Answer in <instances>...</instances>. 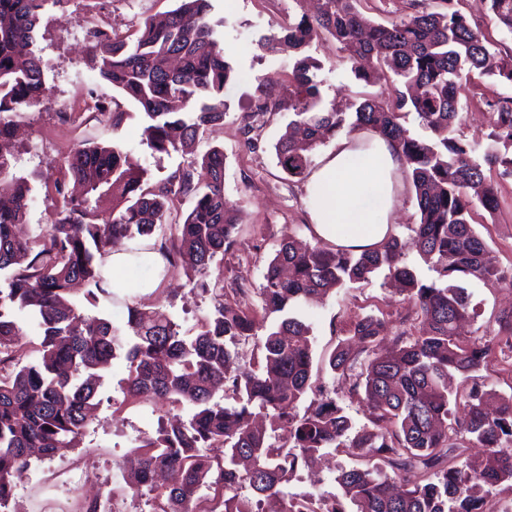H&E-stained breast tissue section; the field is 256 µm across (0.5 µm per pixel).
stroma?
<instances>
[{"instance_id": "35a3bbf8", "label": "stroma", "mask_w": 512, "mask_h": 512, "mask_svg": "<svg viewBox=\"0 0 512 512\" xmlns=\"http://www.w3.org/2000/svg\"><path fill=\"white\" fill-rule=\"evenodd\" d=\"M176 0H61L48 5L42 16L38 41L46 65L45 96L38 107L30 109L19 122L17 136L10 146L17 173L34 178V200L27 221L20 225L24 235L46 231L54 217L56 201L44 188L45 178L55 177V161L62 159L78 140L91 138L109 144L119 143L133 165L148 170L152 178L166 177L186 164L187 155L153 152L141 141L144 118L133 103L122 101L124 116L119 128L99 121L91 112L81 111L87 93L108 99L113 95L109 84L100 79L89 65L84 25L87 21L105 22L114 32L123 34L139 27L144 20L157 18L174 9ZM318 0H212L211 21H223L221 45L245 81L225 96L224 124L202 136L193 153L202 154L209 147L224 151L225 198L240 225L237 242L219 262L224 286L248 288L251 299H258L262 273L268 259L287 238L311 243L308 180L288 177L276 165L274 145L283 134L288 113L276 112L257 118L251 109V97L257 83H264L272 96L283 93L285 74L293 64V54L281 50L268 54L259 47L261 40L280 32L304 13H314ZM310 55L319 60L317 73L325 102L349 105L368 96H387L390 84L385 80L367 84L355 78L347 53L335 38L321 36L313 41ZM462 109L453 134L466 140L485 141L489 116L484 99L512 96V84L493 77L471 74L463 80ZM499 208L487 213L475 207L472 223L490 247L492 264L502 270L512 269V178L496 182ZM420 219L410 185H403L398 205L395 234L405 245L406 263L424 280L436 273L413 245L411 228ZM460 287L469 296V317L461 331L468 337H482L496 330L495 320L512 309V287L469 278ZM142 304L173 317L189 329L213 308L211 295L193 288L185 276L171 274ZM407 305L402 295L385 285L383 274L350 288H341L302 306L301 312L313 327V367L320 371L329 390L350 417L354 428L367 419L363 407L349 400L341 380L335 379L328 357L339 341L348 339L351 323L358 317L384 312L390 323H398ZM127 371L123 362H113L105 370L100 388L101 403L93 422L86 428L79 448L54 459L35 458L19 481L10 503L11 512H52L56 497L73 496L79 506L92 499L107 501L115 512H151L146 498L132 497L125 488L122 472L135 460L138 439L155 434L161 421L175 415L188 416V408L168 400L125 404L122 390ZM68 462L84 466L89 482L78 492L68 493L57 479L60 468ZM350 451L325 449L309 468L299 470L283 487L282 497L264 501V512H283L285 499L306 493L326 496L339 493L336 481L341 470L358 466Z\"/></svg>"}]
</instances>
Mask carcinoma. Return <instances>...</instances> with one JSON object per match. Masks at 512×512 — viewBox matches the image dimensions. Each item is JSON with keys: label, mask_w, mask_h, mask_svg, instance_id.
Listing matches in <instances>:
<instances>
[{"label": "carcinoma", "mask_w": 512, "mask_h": 512, "mask_svg": "<svg viewBox=\"0 0 512 512\" xmlns=\"http://www.w3.org/2000/svg\"><path fill=\"white\" fill-rule=\"evenodd\" d=\"M62 2L0 0V141L13 136L17 119L45 93L46 70L34 45L42 11ZM359 2L323 0L319 13L265 39L264 51L286 46L296 58L286 94L274 100L259 84L253 109L259 117L288 112L275 155L290 178L306 177L317 147L344 129L392 140L420 213L414 243L424 260L434 261L438 279L423 282L403 261L394 235L359 254L321 240L298 250L288 240L264 269L260 305L242 288L233 289L230 304L224 277L212 275L238 234L224 197L223 150L213 147L151 182L126 165L120 146L80 143L59 162L51 185L62 209L32 239L15 233L33 201L30 180L14 174L0 153V181L11 186L0 192V512H8L33 451L52 458L79 447L99 405L100 371L121 358L125 402L164 398L190 408L187 419L174 418L141 441L138 466L123 477L135 497L155 492V475L166 473L169 484L153 497L165 512H260L242 489L277 495L326 448H351L364 467L341 471L339 494L293 496L284 512H486L491 492H512V395L499 396L476 379L491 364L493 347L512 351V311L498 317L492 337H464L457 328L468 317V298L455 284L471 277L512 286V278L486 263L488 244L470 223L474 204L489 213L498 208L487 172L512 177V97L485 102L487 145L451 136L462 74L512 84V51L471 24L460 0H441L440 11L409 0L412 13L389 26L370 23ZM489 5L491 22L512 36V0ZM210 11L211 0H178L165 19H147L126 35L99 25L86 30L91 69L139 108L155 152L182 151L201 131L223 124L226 91L246 80L218 49ZM323 34L349 52L356 78L390 74L388 97L364 99L351 116L325 103L315 74L321 65L308 54ZM408 112L432 138L411 135L401 123ZM108 196L112 213L102 219L99 203ZM182 201L189 202L183 222L166 223L171 206ZM137 237L152 241L146 252L159 254L166 272L182 273L213 295L214 310L193 329L182 330L131 296L121 324L80 311L76 286L93 306L98 296H113L103 258L111 243ZM382 269L408 304L392 348L380 347L387 319L367 314L351 327L357 351L340 344L329 358L347 396L363 405L368 424L355 431L312 373V326L292 309ZM26 326L39 338L33 360L15 349ZM260 330L257 369L243 371L230 345ZM454 375L464 384L460 391L448 388ZM220 390L233 405L216 400ZM310 394L314 401L299 411ZM257 410L271 418L279 441L252 425ZM473 440L484 448L476 459L469 454ZM217 445L222 458L205 452ZM397 479L406 484L400 493L393 491ZM203 487L215 495H199Z\"/></svg>", "instance_id": "1"}]
</instances>
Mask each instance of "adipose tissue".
Here are the masks:
<instances>
[{
  "label": "adipose tissue",
  "instance_id": "1",
  "mask_svg": "<svg viewBox=\"0 0 512 512\" xmlns=\"http://www.w3.org/2000/svg\"><path fill=\"white\" fill-rule=\"evenodd\" d=\"M402 169L398 150L378 134L338 140L311 175L315 234L356 252L379 246L393 233Z\"/></svg>",
  "mask_w": 512,
  "mask_h": 512
}]
</instances>
